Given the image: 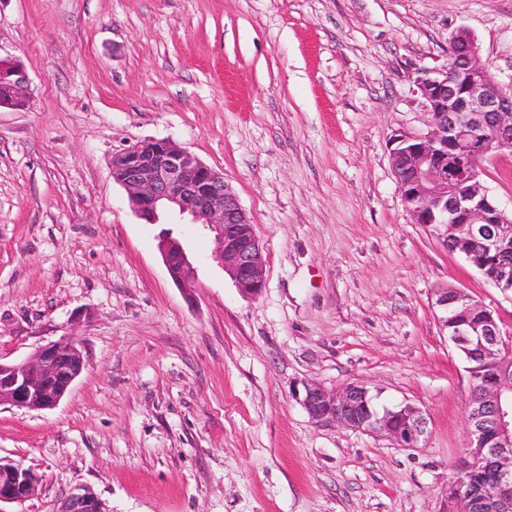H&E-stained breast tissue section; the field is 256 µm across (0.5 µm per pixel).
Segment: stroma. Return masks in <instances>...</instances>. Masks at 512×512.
Returning a JSON list of instances; mask_svg holds the SVG:
<instances>
[{"mask_svg":"<svg viewBox=\"0 0 512 512\" xmlns=\"http://www.w3.org/2000/svg\"><path fill=\"white\" fill-rule=\"evenodd\" d=\"M460 27L512 87V0H0L30 93L0 110V360L71 336L86 360L55 408L0 405V457L41 477L13 512L80 484L111 512H452L472 382L435 292L466 290L509 342L512 297L413 223L389 151L427 131L415 80ZM149 138L223 170L263 246L258 295L165 214L197 270L173 283L112 179ZM483 168L511 210L512 153ZM306 381L365 382L429 435L313 422Z\"/></svg>","mask_w":512,"mask_h":512,"instance_id":"35a3bbf8","label":"stroma"}]
</instances>
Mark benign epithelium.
<instances>
[{
    "mask_svg": "<svg viewBox=\"0 0 512 512\" xmlns=\"http://www.w3.org/2000/svg\"><path fill=\"white\" fill-rule=\"evenodd\" d=\"M430 116L424 136L394 134L389 153L402 201L414 223L452 228L457 251L472 261V245L489 254L512 238V212L502 209L481 180V162L504 150L512 152V95L482 60L476 39L465 27L448 40V66L424 71L415 80ZM29 103L28 78L19 61L0 58V108L21 110ZM112 178L125 188L133 212L156 224L167 211L189 216L212 233L213 260L245 297L264 288L263 247L250 217L224 172L164 139H145L112 154ZM159 249L172 281L190 288L196 268L179 240L163 235ZM435 305L443 326L453 322L450 341L460 350L477 343L498 374L474 392L467 416L466 471L485 464L496 486L480 498L452 482L453 512H512V350L505 346L495 311L460 288H440ZM85 368L78 337L49 343L16 363L0 361V405L27 409L55 407ZM299 401L317 423H337L382 433L400 448H418L428 435V419L405 403L378 410L366 384L347 382L328 390L302 384ZM41 477L22 463L0 457V504L32 498ZM56 512H112L93 489L77 485Z\"/></svg>",
    "mask_w": 512,
    "mask_h": 512,
    "instance_id": "benign-epithelium-1",
    "label": "benign epithelium"
}]
</instances>
